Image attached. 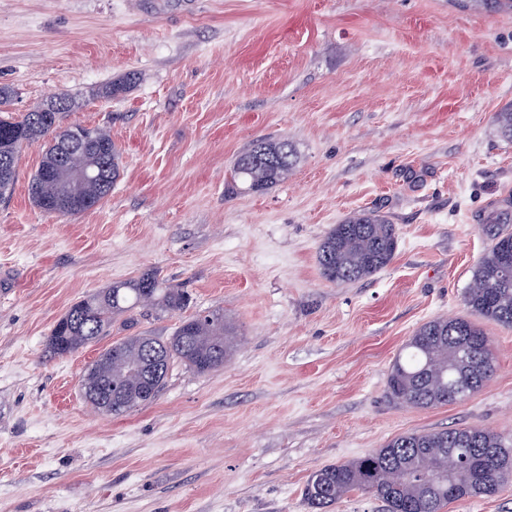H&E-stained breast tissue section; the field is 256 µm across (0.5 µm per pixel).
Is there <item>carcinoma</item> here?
I'll return each instance as SVG.
<instances>
[{
  "label": "carcinoma",
  "mask_w": 512,
  "mask_h": 512,
  "mask_svg": "<svg viewBox=\"0 0 512 512\" xmlns=\"http://www.w3.org/2000/svg\"><path fill=\"white\" fill-rule=\"evenodd\" d=\"M12 92L0 87V198L14 183L24 147L43 142L41 159L30 183L34 204L48 214L77 215L95 208L112 192L119 177V151L101 127L62 126L74 101L60 96L20 118L10 113ZM297 156L292 144L259 141L237 158L232 178L247 191H259L288 176ZM511 217L496 219L492 244L478 261L465 295L472 315L512 327ZM398 249L395 225L385 216L361 212L335 225L320 242L317 263L329 282L368 278L385 268ZM189 297L158 273L118 282L74 303L56 322L48 351L66 356L94 343L112 327V319L136 309L180 312ZM236 339L224 313L209 310L182 320L163 339L140 331L112 343L85 371L82 382L95 390L114 386L116 397L106 405L116 418L156 399L176 362L198 375L224 366ZM162 361V372L149 381L143 373L148 353ZM493 373L485 332L469 317L431 320L422 325L396 357L387 378L390 396L429 408L452 402L451 389L480 391ZM463 453L464 465L447 473L448 452ZM436 465L443 474L433 487L422 472ZM512 475V447L477 425L433 433H406L355 460L315 471L303 490L313 512H323L344 495L361 491L381 499L387 512H442L449 502L490 496Z\"/></svg>",
  "instance_id": "obj_1"
}]
</instances>
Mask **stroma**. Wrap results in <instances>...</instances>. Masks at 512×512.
Masks as SVG:
<instances>
[{"label": "stroma", "mask_w": 512, "mask_h": 512, "mask_svg": "<svg viewBox=\"0 0 512 512\" xmlns=\"http://www.w3.org/2000/svg\"><path fill=\"white\" fill-rule=\"evenodd\" d=\"M0 85L17 118L75 94L64 124L106 129L120 167L92 210L47 214L35 143L0 199V512H310L314 471L400 434L478 425L512 445V327L483 322L495 372L477 393L426 409L385 388L421 325L466 314L486 226L512 214L503 0H0ZM264 139L295 167L238 189L237 156ZM367 210L395 224L394 259L328 282L320 242ZM150 272L190 312L223 311L237 348L97 413L80 382L123 330L68 356L51 330Z\"/></svg>", "instance_id": "obj_1"}]
</instances>
